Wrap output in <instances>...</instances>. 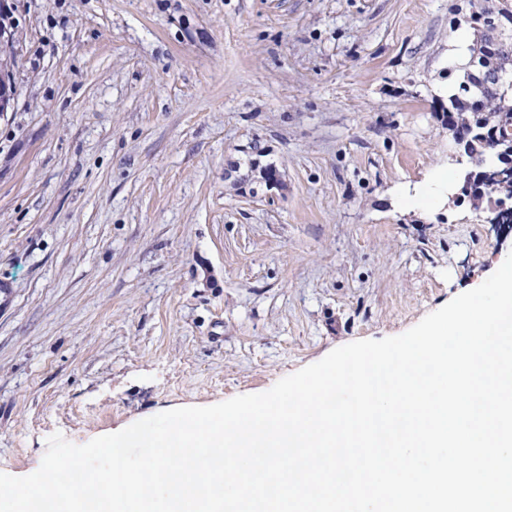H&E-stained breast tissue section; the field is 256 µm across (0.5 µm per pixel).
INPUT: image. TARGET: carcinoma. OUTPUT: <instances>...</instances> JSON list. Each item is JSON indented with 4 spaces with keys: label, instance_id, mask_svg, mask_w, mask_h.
<instances>
[{
    "label": "carcinoma",
    "instance_id": "obj_1",
    "mask_svg": "<svg viewBox=\"0 0 512 512\" xmlns=\"http://www.w3.org/2000/svg\"><path fill=\"white\" fill-rule=\"evenodd\" d=\"M491 56L497 68L512 71V45L506 49L493 48ZM480 73H469L459 92L448 95V121L455 130L457 141L470 163L478 171L466 173L475 179L472 198L490 203L491 220L496 224H512V166L503 159L506 149L512 148V94L488 92L479 96L473 87Z\"/></svg>",
    "mask_w": 512,
    "mask_h": 512
}]
</instances>
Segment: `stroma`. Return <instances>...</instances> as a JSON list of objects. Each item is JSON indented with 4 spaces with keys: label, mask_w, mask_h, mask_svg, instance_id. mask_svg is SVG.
Returning <instances> with one entry per match:
<instances>
[{
    "label": "stroma",
    "mask_w": 512,
    "mask_h": 512,
    "mask_svg": "<svg viewBox=\"0 0 512 512\" xmlns=\"http://www.w3.org/2000/svg\"><path fill=\"white\" fill-rule=\"evenodd\" d=\"M7 2L0 472L402 334L512 254L443 93L512 0Z\"/></svg>",
    "instance_id": "stroma-1"
}]
</instances>
